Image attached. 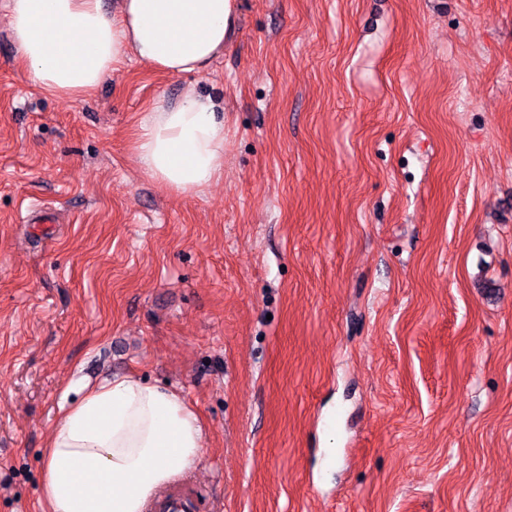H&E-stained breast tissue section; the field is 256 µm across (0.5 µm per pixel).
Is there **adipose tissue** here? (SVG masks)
Masks as SVG:
<instances>
[{
    "label": "adipose tissue",
    "instance_id": "1",
    "mask_svg": "<svg viewBox=\"0 0 512 512\" xmlns=\"http://www.w3.org/2000/svg\"><path fill=\"white\" fill-rule=\"evenodd\" d=\"M234 0H8L19 61L44 90L79 99L127 58L170 74L222 55ZM142 170L171 192L203 193L224 172V115L186 90L142 114L133 141ZM205 450L196 413L176 389L133 374L61 406L43 451V512H148Z\"/></svg>",
    "mask_w": 512,
    "mask_h": 512
}]
</instances>
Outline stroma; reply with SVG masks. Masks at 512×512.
<instances>
[{
  "label": "stroma",
  "instance_id": "1",
  "mask_svg": "<svg viewBox=\"0 0 512 512\" xmlns=\"http://www.w3.org/2000/svg\"><path fill=\"white\" fill-rule=\"evenodd\" d=\"M0 0V512L129 373L207 436L195 512H512V0H237L221 56L31 82ZM224 110L198 196L158 98ZM194 90L143 112L133 141L142 170L171 192L194 196L224 172V112Z\"/></svg>",
  "mask_w": 512,
  "mask_h": 512
}]
</instances>
